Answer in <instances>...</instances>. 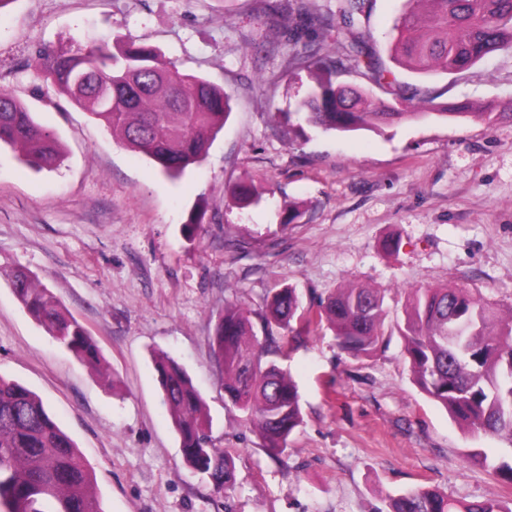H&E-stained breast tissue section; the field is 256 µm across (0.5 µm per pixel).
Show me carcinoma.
<instances>
[{
    "label": "carcinoma",
    "mask_w": 512,
    "mask_h": 512,
    "mask_svg": "<svg viewBox=\"0 0 512 512\" xmlns=\"http://www.w3.org/2000/svg\"><path fill=\"white\" fill-rule=\"evenodd\" d=\"M298 0H285L283 12ZM427 14L407 13L390 34L394 60L411 70L462 72L484 57L512 50V0H425ZM366 0H341L345 27L354 26ZM299 21L280 25L291 48L307 44L325 19L304 11ZM37 71L70 100L112 130L126 148L152 159L170 179L200 165L212 139L231 113V97L204 77L185 74L150 47L117 41L69 50L39 49ZM348 66L365 70L378 83L384 74L363 42L345 46ZM315 85L297 105V118L323 131L352 132L431 115L427 99L405 98L404 108L373 104L365 91L336 82L329 56L295 53ZM0 111V145L40 171L61 159L59 140L27 107L6 92ZM15 293L29 314L64 348L90 365L100 348L87 329L31 274H13ZM384 297L363 286L341 288L318 310L304 309L296 289L284 288L258 313L261 333L247 311L224 306L208 337L224 365L225 403L241 411L261 439L267 456L278 459L302 422L300 396L276 363L289 342L274 328L297 321L308 327L327 321L350 358L374 352L384 339ZM414 384L472 437L490 436L501 447L491 456L467 448V458L512 484V305L496 307L465 288H414L405 318L396 324ZM173 429L187 467L217 491L234 485L230 459L209 435L206 400L187 371L166 353L153 355ZM389 512H512L488 501L462 502L432 488L390 498ZM0 512H102L93 476L74 441L59 427L39 395L0 377Z\"/></svg>",
    "instance_id": "1"
}]
</instances>
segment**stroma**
Instances as JSON below:
<instances>
[{"instance_id": "stroma-1", "label": "stroma", "mask_w": 512, "mask_h": 512, "mask_svg": "<svg viewBox=\"0 0 512 512\" xmlns=\"http://www.w3.org/2000/svg\"><path fill=\"white\" fill-rule=\"evenodd\" d=\"M278 0H12L0 9V90L49 128L64 153L36 171L0 148V376L35 391L74 440L103 512H387L389 496L430 487L453 499H512L468 459L471 439L413 383L394 332L413 288H467L512 304V52L459 73L420 75L391 59L387 34L408 0H370L355 25L385 69L374 100L433 99L441 115L377 130L298 134L289 112L308 69L270 19ZM122 40L154 48L222 86L233 111L201 166L176 182L127 149L34 71L36 51ZM492 113V121L481 113ZM246 181L255 204L228 193ZM397 239L396 253L384 249ZM24 269L97 341L79 363L15 296ZM359 284L385 299L387 336L347 357L327 326L300 332L280 359L302 422L270 459L239 412L208 338L226 302L261 310L285 287L304 307ZM191 375L235 483L191 473L152 362Z\"/></svg>"}]
</instances>
